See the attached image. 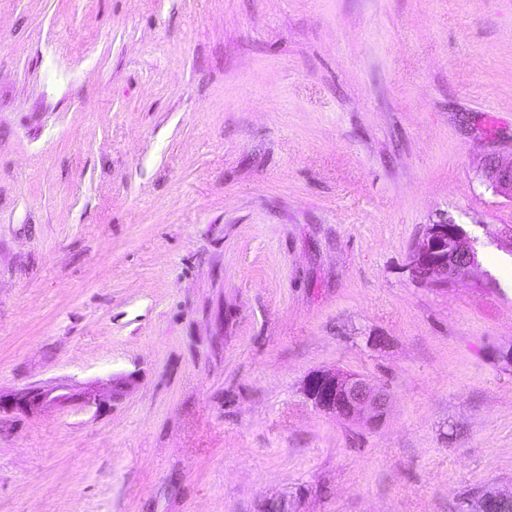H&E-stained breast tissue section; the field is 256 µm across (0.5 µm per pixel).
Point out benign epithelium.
I'll return each mask as SVG.
<instances>
[{
    "instance_id": "benign-epithelium-1",
    "label": "benign epithelium",
    "mask_w": 512,
    "mask_h": 512,
    "mask_svg": "<svg viewBox=\"0 0 512 512\" xmlns=\"http://www.w3.org/2000/svg\"><path fill=\"white\" fill-rule=\"evenodd\" d=\"M483 173L497 192L512 197V162L505 164L489 157L483 164ZM476 264L477 254L465 231L446 221L428 225L410 257L413 277L429 284L446 283ZM304 392L315 408L353 421L381 416L386 402L385 395L368 381L348 372L313 373L304 383ZM69 400L70 395L58 393L56 387L31 386L6 397L0 394V412L32 413ZM510 503L511 495L483 489L462 501L460 512H492L496 507Z\"/></svg>"
}]
</instances>
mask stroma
Listing matches in <instances>:
<instances>
[{"instance_id": "obj_1", "label": "stroma", "mask_w": 512, "mask_h": 512, "mask_svg": "<svg viewBox=\"0 0 512 512\" xmlns=\"http://www.w3.org/2000/svg\"><path fill=\"white\" fill-rule=\"evenodd\" d=\"M512 0H0V512L512 493ZM477 264L417 281L428 225ZM360 375L381 420L316 409ZM99 395L86 404L84 392ZM483 173L486 181L500 194L512 197V162L505 164L496 157L485 159ZM304 392L315 408L353 421L378 418L386 402L385 395L368 381L348 372L312 373ZM57 391V387L31 386L6 397L0 394V412L19 410L33 413L48 405L68 403L71 396L55 394Z\"/></svg>"}]
</instances>
